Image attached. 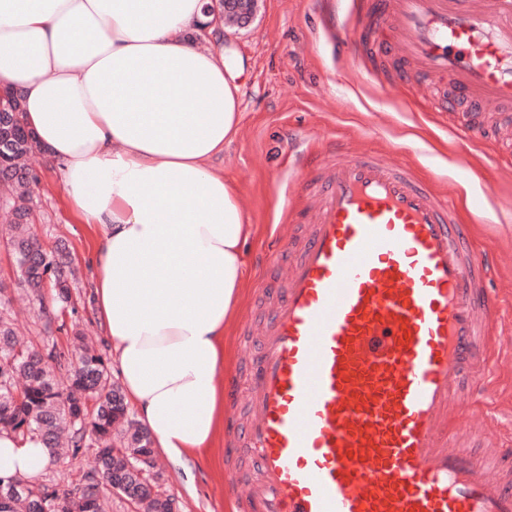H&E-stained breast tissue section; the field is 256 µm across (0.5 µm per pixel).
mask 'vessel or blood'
<instances>
[{
	"label": "vessel or blood",
	"instance_id": "vessel-or-blood-1",
	"mask_svg": "<svg viewBox=\"0 0 512 512\" xmlns=\"http://www.w3.org/2000/svg\"><path fill=\"white\" fill-rule=\"evenodd\" d=\"M367 55L409 87L447 83L467 104L463 139L512 135V0H363ZM315 201L263 320L249 411L224 382L225 491L243 512H512L504 467L452 442L480 423L463 383L487 389L497 302L490 268L452 201L395 158L334 148L316 158Z\"/></svg>",
	"mask_w": 512,
	"mask_h": 512
}]
</instances>
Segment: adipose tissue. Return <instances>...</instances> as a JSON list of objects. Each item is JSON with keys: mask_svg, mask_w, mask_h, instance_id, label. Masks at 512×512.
<instances>
[{"mask_svg": "<svg viewBox=\"0 0 512 512\" xmlns=\"http://www.w3.org/2000/svg\"><path fill=\"white\" fill-rule=\"evenodd\" d=\"M211 0H0V86L96 232V312L123 393L175 461L214 447L219 384L255 233L212 167L239 132L240 87ZM39 437L0 433V480L39 477Z\"/></svg>", "mask_w": 512, "mask_h": 512, "instance_id": "ef3b65f1", "label": "adipose tissue"}]
</instances>
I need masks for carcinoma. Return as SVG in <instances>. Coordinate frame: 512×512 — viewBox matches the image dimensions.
Instances as JSON below:
<instances>
[{
    "label": "carcinoma",
    "instance_id": "carcinoma-1",
    "mask_svg": "<svg viewBox=\"0 0 512 512\" xmlns=\"http://www.w3.org/2000/svg\"><path fill=\"white\" fill-rule=\"evenodd\" d=\"M37 150L23 119L20 96H0V201L10 220L8 245L16 265V284L40 295L50 279L58 304L71 303L74 270L62 244L47 251L30 230L31 196L39 176L22 160ZM74 348L19 336L11 297L0 286V432L38 436L50 453L75 459L96 448L97 465L69 491L53 480L15 479L0 483V512H104L112 495L138 500L142 512H171L174 499L157 490V481H139L127 468L137 455L154 454L148 432L129 414L121 387L103 355L74 331Z\"/></svg>",
    "mask_w": 512,
    "mask_h": 512
}]
</instances>
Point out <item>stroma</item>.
Instances as JSON below:
<instances>
[{"instance_id":"stroma-1","label":"stroma","mask_w":512,"mask_h":512,"mask_svg":"<svg viewBox=\"0 0 512 512\" xmlns=\"http://www.w3.org/2000/svg\"><path fill=\"white\" fill-rule=\"evenodd\" d=\"M363 31L350 0H256L252 11L219 30L226 65L242 89L237 137L224 147V176L238 187L243 204L257 226L246 246L249 286L231 336L232 373L241 387L250 383L249 367L240 351L246 322L260 319L273 287L270 256L283 252L285 261L297 249L282 251L277 225L299 220L309 206L296 193L306 176L302 160L319 155L326 140L377 155H396L438 196L458 207L474 247L487 254L494 272L487 292H498L500 311L490 327L495 340L494 374L487 395L472 404L487 414V427L464 434L460 442L476 458L493 440L512 442V297L501 294L512 280V161H506L501 137L487 135L461 145L448 116L436 112L437 88L410 101L405 85L384 92L394 78L390 63L359 65L357 39ZM28 163L39 173L33 193V230L44 248L65 242L77 278L72 284L74 310H64L53 290L28 298L15 285L12 255L0 240V285L13 300L23 332H39L46 319L60 324L53 337L68 346L69 325L93 336L104 356L112 348L102 334L93 304L92 271L85 262L93 235L88 225L70 214L63 185L42 153ZM223 448L209 449L176 463L158 456L161 490L174 498L179 512H231L235 499L224 490Z\"/></svg>"}]
</instances>
